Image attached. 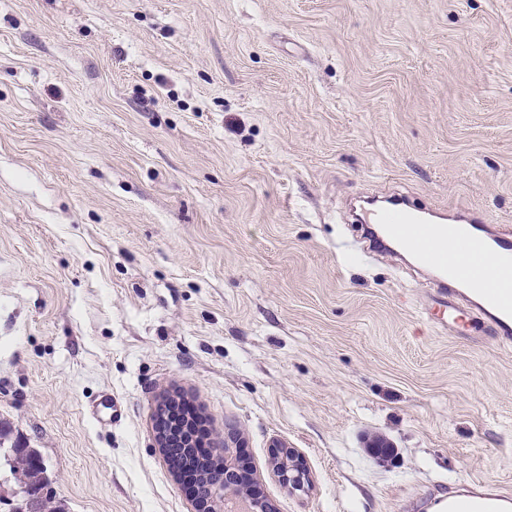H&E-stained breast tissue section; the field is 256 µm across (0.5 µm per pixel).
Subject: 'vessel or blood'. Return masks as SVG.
I'll use <instances>...</instances> for the list:
<instances>
[{
	"instance_id": "obj_1",
	"label": "vessel or blood",
	"mask_w": 512,
	"mask_h": 512,
	"mask_svg": "<svg viewBox=\"0 0 512 512\" xmlns=\"http://www.w3.org/2000/svg\"><path fill=\"white\" fill-rule=\"evenodd\" d=\"M355 220L381 232L373 251L390 241L414 254L420 269L431 274L433 299L449 320L489 324L501 343L512 344V281L494 282L485 274L488 255L512 264L511 225H491L482 212L458 208L449 209L447 223L434 224L402 195L369 200ZM432 239L441 241V250L425 249Z\"/></svg>"
}]
</instances>
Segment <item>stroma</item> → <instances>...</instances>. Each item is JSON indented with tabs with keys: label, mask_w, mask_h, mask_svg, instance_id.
Here are the masks:
<instances>
[{
	"label": "stroma",
	"mask_w": 512,
	"mask_h": 512,
	"mask_svg": "<svg viewBox=\"0 0 512 512\" xmlns=\"http://www.w3.org/2000/svg\"><path fill=\"white\" fill-rule=\"evenodd\" d=\"M393 190L512 225V0H0V419L66 512H200L167 397L276 512L512 491V347L343 219ZM291 452V451H290ZM295 460L292 462L286 461L285 455V466H280V470L277 471V475L280 480L288 486L292 491H304L305 486L309 485V478L307 470L304 466L303 461L299 456H296L291 452ZM285 454H288L287 452ZM289 453L288 457H292Z\"/></svg>",
	"instance_id": "stroma-1"
}]
</instances>
